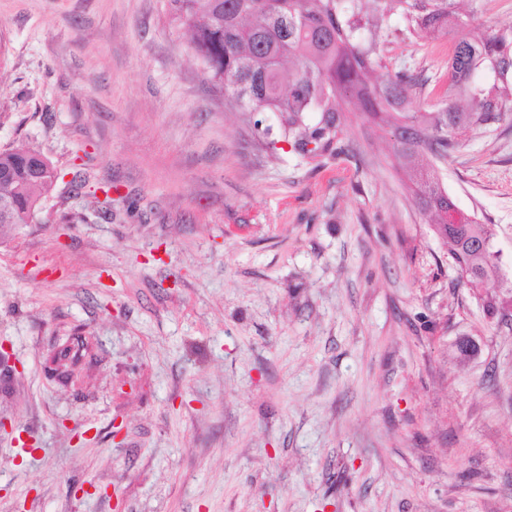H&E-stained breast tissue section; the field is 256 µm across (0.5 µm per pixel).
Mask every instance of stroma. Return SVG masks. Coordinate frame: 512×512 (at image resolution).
Segmentation results:
<instances>
[{
    "label": "stroma",
    "mask_w": 512,
    "mask_h": 512,
    "mask_svg": "<svg viewBox=\"0 0 512 512\" xmlns=\"http://www.w3.org/2000/svg\"><path fill=\"white\" fill-rule=\"evenodd\" d=\"M461 8L512 30V0ZM387 26L375 76L413 74L430 111L447 38ZM20 143L60 178L0 228V512H512V316L487 311L512 287V123L436 165L502 253L478 289L388 128L350 104L336 152L301 157L226 106L169 0H0V151Z\"/></svg>",
    "instance_id": "35a3bbf8"
}]
</instances>
